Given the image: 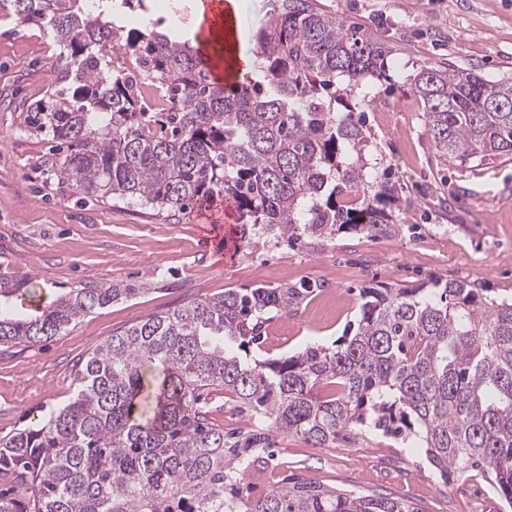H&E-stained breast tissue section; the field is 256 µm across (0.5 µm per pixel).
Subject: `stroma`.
<instances>
[{
    "label": "stroma",
    "mask_w": 512,
    "mask_h": 512,
    "mask_svg": "<svg viewBox=\"0 0 512 512\" xmlns=\"http://www.w3.org/2000/svg\"><path fill=\"white\" fill-rule=\"evenodd\" d=\"M345 27L391 49L381 81L337 101L360 114L370 146L366 167L396 185L399 234L370 239L319 231L307 242L240 244L231 257L206 246L196 218L134 203H106L72 191L44 166L49 143L25 128L21 103L41 99L52 79L46 32L0 20V275L28 284L17 309L34 313L89 283L133 288V297L85 316L62 334L0 349V435L39 422L74 388V365L104 338L150 314L227 288L311 282L298 310L266 324L257 358H284L331 345L355 324L362 288L416 286L429 278L475 281L512 296V159L458 165L434 148L413 90L422 68L451 63L490 79L512 78V0H319ZM241 498L288 477L409 501L419 512H512L480 470L440 475L423 452L381 432L315 448L276 438Z\"/></svg>",
    "instance_id": "obj_1"
}]
</instances>
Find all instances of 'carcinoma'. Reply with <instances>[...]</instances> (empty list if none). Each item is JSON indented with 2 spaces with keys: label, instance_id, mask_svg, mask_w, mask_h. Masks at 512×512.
Wrapping results in <instances>:
<instances>
[{
  "label": "carcinoma",
  "instance_id": "obj_1",
  "mask_svg": "<svg viewBox=\"0 0 512 512\" xmlns=\"http://www.w3.org/2000/svg\"><path fill=\"white\" fill-rule=\"evenodd\" d=\"M114 4L148 12L146 0H0L1 17L37 23L54 47V79L26 124L67 146L47 161L73 193L187 216L192 203L228 206L247 244L259 229L395 234L393 183L365 171L364 125L336 111V88L385 74L387 44L345 28L318 0H278L255 37L261 80L221 86L190 41L149 20L126 32L112 23ZM147 78L167 92L151 111ZM414 87L444 157L512 155V79L434 66ZM315 288H227L103 339L77 363L67 404L0 436V480L22 490L0 493V512H417L314 481L251 502L232 493L273 437L322 448L364 426L411 441L442 474L484 468L512 508V299L459 280L371 286L353 335L251 357L271 315ZM29 292L0 276V347L50 339L140 289L71 288L36 316L15 312L11 299ZM212 388L248 408L249 430L212 421Z\"/></svg>",
  "mask_w": 512,
  "mask_h": 512
}]
</instances>
